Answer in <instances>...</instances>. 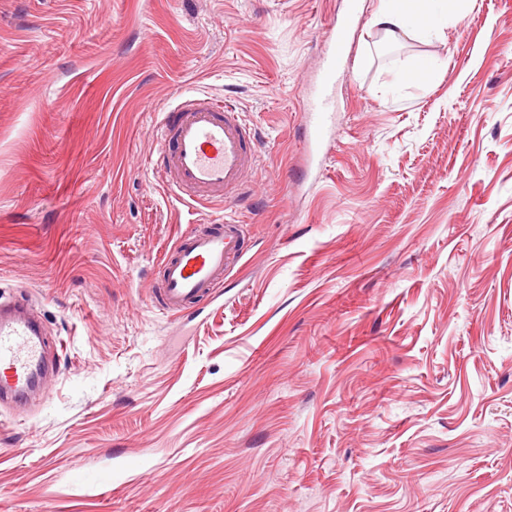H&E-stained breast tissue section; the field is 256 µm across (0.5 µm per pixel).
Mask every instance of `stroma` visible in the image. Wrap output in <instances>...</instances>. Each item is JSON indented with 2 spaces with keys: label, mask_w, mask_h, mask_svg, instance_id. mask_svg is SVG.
Masks as SVG:
<instances>
[{
  "label": "stroma",
  "mask_w": 512,
  "mask_h": 512,
  "mask_svg": "<svg viewBox=\"0 0 512 512\" xmlns=\"http://www.w3.org/2000/svg\"><path fill=\"white\" fill-rule=\"evenodd\" d=\"M348 5L0 0V296L59 367L0 406V512H512V0L395 38ZM189 88L260 166L242 268L174 320L151 285L200 215L146 161ZM349 35L347 23L336 18V23L335 21L332 22L328 35L329 47L324 58L320 101L318 104L308 101L304 110V112H311L310 115L317 117L319 134H322L326 129V123L330 117L329 112H336L334 109H330L336 102L334 76L341 52L347 46Z\"/></svg>",
  "instance_id": "35a3bbf8"
}]
</instances>
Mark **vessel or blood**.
<instances>
[{
  "label": "vessel or blood",
  "mask_w": 512,
  "mask_h": 512,
  "mask_svg": "<svg viewBox=\"0 0 512 512\" xmlns=\"http://www.w3.org/2000/svg\"><path fill=\"white\" fill-rule=\"evenodd\" d=\"M319 103L307 110L325 128L336 100L334 76L349 40L346 22L330 28ZM159 148L150 165L164 178L168 193L195 211L212 216L200 230L182 235L162 259V276L154 298L171 318L186 314L197 302L221 293L225 277L246 255L240 225L225 222L219 210L239 197L255 168V133L239 107L206 92L177 93L162 112ZM45 332L15 302L11 316L0 313V395L27 388L44 369Z\"/></svg>",
  "instance_id": "1"
}]
</instances>
